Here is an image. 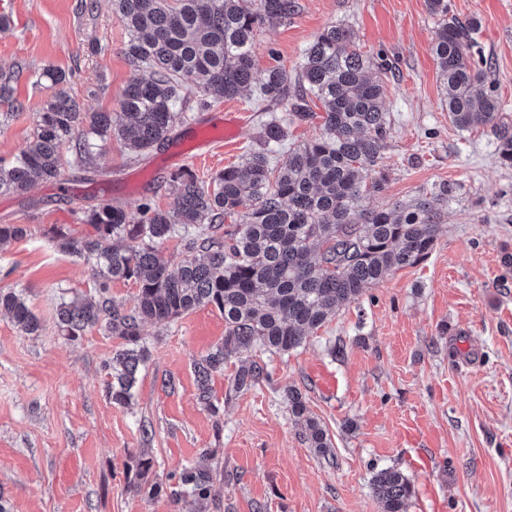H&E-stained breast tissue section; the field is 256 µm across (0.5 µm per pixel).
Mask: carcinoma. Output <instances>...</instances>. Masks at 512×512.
Instances as JSON below:
<instances>
[{
  "mask_svg": "<svg viewBox=\"0 0 512 512\" xmlns=\"http://www.w3.org/2000/svg\"><path fill=\"white\" fill-rule=\"evenodd\" d=\"M437 28L432 52L442 80L444 105L461 131L489 127L500 163L512 167V125L501 118L496 88L487 81L488 59L478 47L475 20L449 15L448 0H426ZM129 31L125 55L150 77H132L117 112H86L68 90L69 78L48 69L42 78L53 88L37 113L29 142L9 162L0 161V193L21 195L41 179L58 180L66 153L92 165L96 139L115 137L139 156L168 142L183 118L190 95L205 105L244 92L285 111L263 125L260 147L244 167L227 166L213 186L182 169L170 176L173 202L167 209L142 204L133 223L126 211L100 203L83 212L92 232L74 237L52 227L59 249L90 265L98 296L62 301L56 309L62 335L74 341L100 327L123 340L105 365L106 392L127 404L147 359L140 328L144 322L173 321L200 306L224 315V341L194 364L199 400L211 405L209 381L224 370L230 354L255 350L287 354L341 308L379 284L385 275L423 262L433 251L443 208L455 187L443 183L420 189L408 201L370 208L365 200L388 186L379 160L392 130L383 100L393 66L357 48L352 30L332 24L318 33L294 71L261 68L254 54L256 31L296 14L294 0H112ZM322 106V134L288 147L280 166L272 160L297 122ZM84 139L74 140L76 130ZM233 224L223 229L224 220ZM26 235L22 224H0V245ZM180 240L186 253L176 266L161 245ZM319 250L313 259V250ZM137 285L133 307L108 294L109 283ZM0 311L26 334L40 329L21 292L0 289ZM268 378L255 360L234 377L238 390ZM288 408L305 422L314 452L328 457L333 443L313 417L302 394L288 389ZM215 448L175 474L173 486L154 483L148 496L204 512L211 497ZM370 487L383 512H408L414 488L397 467L376 471Z\"/></svg>",
  "mask_w": 512,
  "mask_h": 512,
  "instance_id": "cac0c4a2",
  "label": "carcinoma"
}]
</instances>
